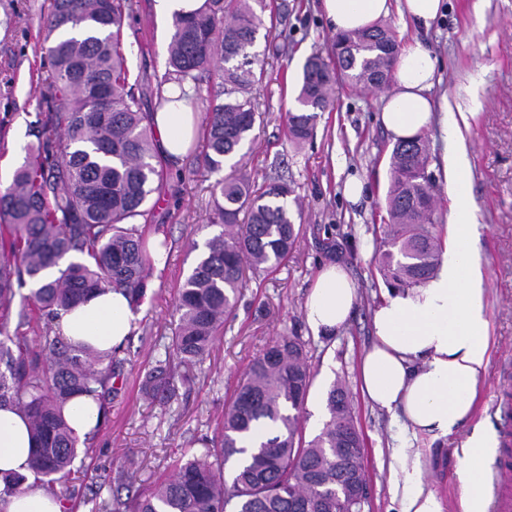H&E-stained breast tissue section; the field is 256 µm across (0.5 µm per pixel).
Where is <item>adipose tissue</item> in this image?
I'll use <instances>...</instances> for the list:
<instances>
[{"label": "adipose tissue", "mask_w": 512, "mask_h": 512, "mask_svg": "<svg viewBox=\"0 0 512 512\" xmlns=\"http://www.w3.org/2000/svg\"><path fill=\"white\" fill-rule=\"evenodd\" d=\"M443 0H322L323 15L334 32L370 28L398 14L418 30L429 29ZM436 63L421 43L404 48L394 67V88L386 96L380 120L393 139H407L428 128L434 112L430 92ZM169 102L151 117L165 159L178 163L198 133L200 115L179 99L175 84L164 91ZM451 181V219L443 259L435 273L416 288L388 290L373 309V341L359 364L360 389L370 402L397 413L412 435L440 439L468 419L480 377L490 354L489 319L484 303L485 273L476 251L478 226L469 196V161L464 148L446 156ZM358 301L357 287L344 266L323 265L305 303L313 336L334 338L348 323ZM138 313L118 290L94 293L86 302L61 313L59 336L73 347L88 345L106 352L121 346L137 326ZM468 493L462 512H483L482 474L487 462L485 434L466 442ZM37 448L29 421L21 411L0 408V472L31 474ZM396 484L403 512H442L438 498L423 487L418 467L401 465ZM64 505L36 483L0 497V512H63Z\"/></svg>", "instance_id": "ef3b65f1"}]
</instances>
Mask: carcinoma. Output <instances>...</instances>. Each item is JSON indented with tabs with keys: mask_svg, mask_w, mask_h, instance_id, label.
Here are the masks:
<instances>
[{
	"mask_svg": "<svg viewBox=\"0 0 512 512\" xmlns=\"http://www.w3.org/2000/svg\"><path fill=\"white\" fill-rule=\"evenodd\" d=\"M270 0H208V8L172 24L168 69L151 93L160 106L164 86L190 83L191 99L208 102L203 164L222 169L254 139L253 89L263 78L257 34ZM131 0H52L40 16L39 35L51 75L42 83L45 108L37 143L28 148L10 185L0 192V408L23 412L38 440L33 473L60 498L59 478L71 473L79 438L64 416L79 395L103 403L102 393L121 360L119 350L74 348L52 333L50 323L90 294L121 289L133 308L146 295L153 260L145 248L148 203L162 188L165 170L148 113L130 83L124 26ZM399 45L392 28L337 35L330 60L310 55L302 69L287 131L299 144L309 139L320 113L329 110L340 80L354 88L380 89L392 78ZM427 141H397L389 163L387 222L378 267L403 287L419 286L434 273L443 249L435 231ZM292 189L270 182L252 190L242 170L219 179L207 242L178 291V325L172 344L142 381L145 395H175L173 361L192 369L209 355L217 333L236 311L246 271L265 272L293 252L297 235L288 210ZM30 284L18 328L8 329L16 288ZM31 327L32 337L20 332ZM312 382L305 344L279 336L253 361L224 407L223 430L201 439L200 457L179 464L132 512H346L347 467L365 473L363 440L352 400L333 386L328 420L305 440L299 413ZM359 448L352 463L339 449ZM232 457L238 465L224 476ZM25 477L0 476V495L20 491Z\"/></svg>",
	"mask_w": 512,
	"mask_h": 512,
	"instance_id": "cac0c4a2",
	"label": "carcinoma"
}]
</instances>
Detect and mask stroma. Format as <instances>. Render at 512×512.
<instances>
[{"mask_svg":"<svg viewBox=\"0 0 512 512\" xmlns=\"http://www.w3.org/2000/svg\"><path fill=\"white\" fill-rule=\"evenodd\" d=\"M277 2L276 28L259 30L267 47L265 77L253 91L260 118L254 141L242 152L253 189L278 178L291 186L288 207L299 231L296 247L275 272L249 279L235 318L225 323L196 369L194 383L177 385L168 402L146 398L141 380L175 334L177 286L197 259L188 244L211 233L213 185L219 178L202 162L201 140L180 167L168 169L148 222L151 232L166 235L169 254L162 268L151 271L136 333L125 344L122 364L104 395L106 417L90 442L89 455L63 482L74 512H112L115 501L147 496L182 460L201 455L199 438L218 431L224 406L247 367L281 335L300 337L314 373L300 413L305 438H313L326 422L333 384L345 381L351 392L355 426L364 442V512H401L390 462L393 447L403 443L420 451L423 480L443 512H461L467 439L477 430L498 435L502 418L512 416V0H445L439 19L422 32L404 26L398 14L388 18L401 44L422 42L435 57L439 80L431 96L436 106L447 104L469 115L460 137L446 136L437 124L424 136L444 227L451 199L443 156L460 146L466 150L479 230L476 247L486 270L489 365L470 419L448 438L434 441L404 432L395 417L362 397L357 383L358 359L371 342L370 312L385 286L375 262L380 237L374 231L386 215L393 147L377 120L384 95L337 83L333 111L323 112L313 137L295 146L286 135L295 85L310 55L329 56L333 33L320 0ZM48 5V0H0V15H15L12 26H0V191L36 141L39 84L30 75L36 71L45 78L50 73L49 65L40 62L37 36L40 12ZM133 8L124 28L127 65L140 83L153 84L166 69L171 26L155 17L151 0H133ZM353 177L364 184L355 203L344 195ZM328 261L346 266L359 294L349 324L330 340L312 336L304 320L309 288ZM124 467L133 473L131 489L103 482V475Z\"/></svg>","mask_w":512,"mask_h":512,"instance_id":"stroma-1","label":"stroma"}]
</instances>
